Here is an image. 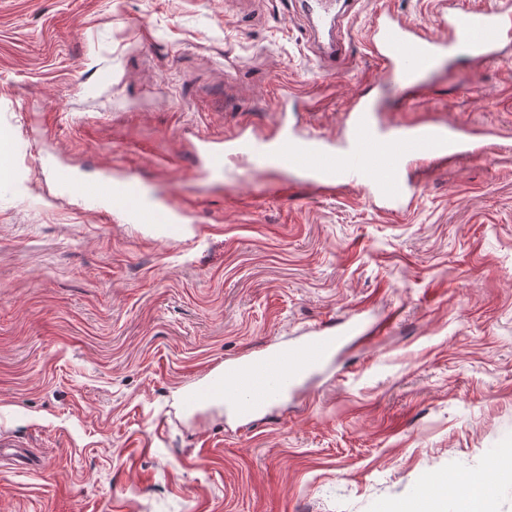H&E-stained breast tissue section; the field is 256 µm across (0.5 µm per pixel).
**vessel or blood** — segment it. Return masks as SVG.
<instances>
[{
  "label": "vessel or blood",
  "instance_id": "obj_1",
  "mask_svg": "<svg viewBox=\"0 0 512 512\" xmlns=\"http://www.w3.org/2000/svg\"><path fill=\"white\" fill-rule=\"evenodd\" d=\"M338 0H308L309 16L329 24L336 32L337 48L320 57L322 69L331 70L347 59L344 43L349 38L354 12H340ZM371 55L382 67L389 89L398 97L400 111L418 112L430 104V87L420 80L439 63L466 51L475 68L503 57L512 45V0L489 9L445 0L438 13L436 31L395 15L381 6L366 32ZM469 152L463 130L456 125L420 122L404 132L389 133L375 102L358 97L346 107L337 135L300 133L296 126L280 121L269 138L239 135L226 144L206 147L196 154L198 166L217 173L232 163L243 162L250 170L274 169L284 175H300L302 184L322 193L342 187L358 191L374 207L392 213L408 212L421 184L407 174L416 159L444 166ZM55 183L65 196L93 202L110 200L102 213L122 217L129 224H156L170 236L180 235L185 216L167 201L145 202L143 183L124 175L105 181L101 190L87 187L69 169L55 172ZM359 322L348 319L340 328H314L312 335L288 345L271 344L225 360L200 383L189 386L183 396L187 411L223 403L238 421L252 425L288 393L308 378L326 369L336 350L355 340ZM484 482L462 479L451 488L449 499L461 505L483 496Z\"/></svg>",
  "mask_w": 512,
  "mask_h": 512
}]
</instances>
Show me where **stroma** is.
Returning a JSON list of instances; mask_svg holds the SVG:
<instances>
[{
  "instance_id": "stroma-1",
  "label": "stroma",
  "mask_w": 512,
  "mask_h": 512,
  "mask_svg": "<svg viewBox=\"0 0 512 512\" xmlns=\"http://www.w3.org/2000/svg\"><path fill=\"white\" fill-rule=\"evenodd\" d=\"M302 2L0 0V512H415L463 472L512 512V49L402 112L364 29L384 4L434 29L433 0H360L333 73ZM282 83L317 104L288 113L303 129L337 132L361 93L493 151L431 169L404 215L202 177V140L274 133ZM56 165L137 176L188 206L184 235L105 223ZM357 312L396 322L250 429L183 411L213 365Z\"/></svg>"
}]
</instances>
